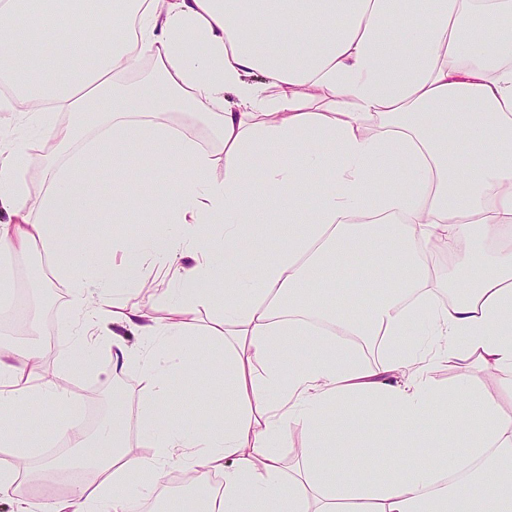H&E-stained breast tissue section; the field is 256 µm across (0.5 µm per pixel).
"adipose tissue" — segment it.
<instances>
[{
    "label": "adipose tissue",
    "mask_w": 512,
    "mask_h": 512,
    "mask_svg": "<svg viewBox=\"0 0 512 512\" xmlns=\"http://www.w3.org/2000/svg\"><path fill=\"white\" fill-rule=\"evenodd\" d=\"M29 3L17 29V0H0V85L14 90L0 112L96 114L98 142L57 173L35 220L24 143L0 132V249L55 258L82 317L79 344L106 346L113 375L138 365L146 380L136 405L113 397L94 442L78 445L96 487L49 512H130L123 488L173 461L222 484L172 512H512V420L498 402L512 396V0H120L122 12L100 10L89 27L77 22L87 0ZM146 59L156 80L122 90ZM174 112L208 115L213 148L179 136ZM372 122L381 135L367 133ZM273 146L285 160L256 173L252 158ZM134 148L182 169L154 202L166 222L122 243L117 260L73 252L57 225L92 223L100 163L121 169ZM283 232L268 258L266 240ZM435 241L455 260L447 272L429 264ZM348 256L365 268L364 302L313 292L314 272ZM151 263L169 275L163 319L129 300ZM201 309L224 346V411L199 428L172 416L152 344L190 335ZM106 322L142 347L102 340ZM345 336H380L388 349L367 364ZM472 359L496 390L441 389L427 376ZM36 371L0 349V497L18 498L17 512H28L23 488L58 470L43 457L31 472L28 458L71 429L67 391L35 384ZM452 401L464 414L443 412ZM339 403L352 411L335 423L331 469L323 412ZM36 404L52 411L50 432L31 429ZM362 409L427 454L367 461L351 476L345 450L363 433ZM131 421L152 456L131 448ZM298 427L309 439L289 476L279 451Z\"/></svg>",
    "instance_id": "adipose-tissue-1"
}]
</instances>
